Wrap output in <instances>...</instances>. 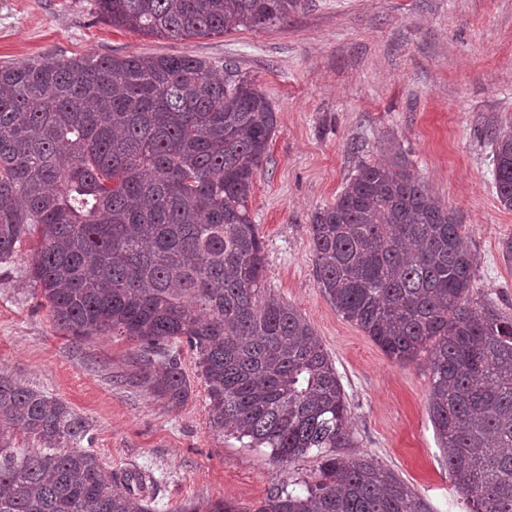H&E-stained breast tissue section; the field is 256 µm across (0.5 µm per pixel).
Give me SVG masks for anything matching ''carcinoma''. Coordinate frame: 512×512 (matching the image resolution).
<instances>
[{
    "instance_id": "carcinoma-1",
    "label": "carcinoma",
    "mask_w": 512,
    "mask_h": 512,
    "mask_svg": "<svg viewBox=\"0 0 512 512\" xmlns=\"http://www.w3.org/2000/svg\"><path fill=\"white\" fill-rule=\"evenodd\" d=\"M303 0H95L114 27L189 40L288 20ZM277 126L235 65L189 54L43 57L0 68V264L30 244V286L78 341L124 336L138 373L174 408L196 352L213 428L273 459L315 450L302 489L242 511L433 512L394 472L349 448L351 411L313 328L265 288V241L249 211ZM512 210V129L493 146ZM320 288L399 363L425 359L428 413L469 512H512V317L474 306L463 225L400 162L361 164L310 228ZM163 358L155 365L153 357ZM39 443L23 454L17 436ZM61 400L0 377V512H152L154 476L116 471L82 446Z\"/></svg>"
}]
</instances>
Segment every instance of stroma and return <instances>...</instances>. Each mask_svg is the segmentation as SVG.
Segmentation results:
<instances>
[{"label":"stroma","instance_id":"1","mask_svg":"<svg viewBox=\"0 0 512 512\" xmlns=\"http://www.w3.org/2000/svg\"><path fill=\"white\" fill-rule=\"evenodd\" d=\"M178 54L232 61L277 112L250 198L266 286L333 360L354 454L378 459L434 512H468L428 414L426 361L390 360L339 315L316 279L310 224L361 163L396 151L466 229L478 257L473 301L512 317V210L499 203L492 176V136L512 127V0H304L275 26L182 42L114 28L94 0H0V67ZM28 267L24 245L0 264V376L65 402L107 465L151 470L154 512L219 500L245 508L310 479L316 455L283 466L269 449L214 430L193 352H180L190 396L172 409L131 383L135 341L66 335L39 306Z\"/></svg>","mask_w":512,"mask_h":512}]
</instances>
